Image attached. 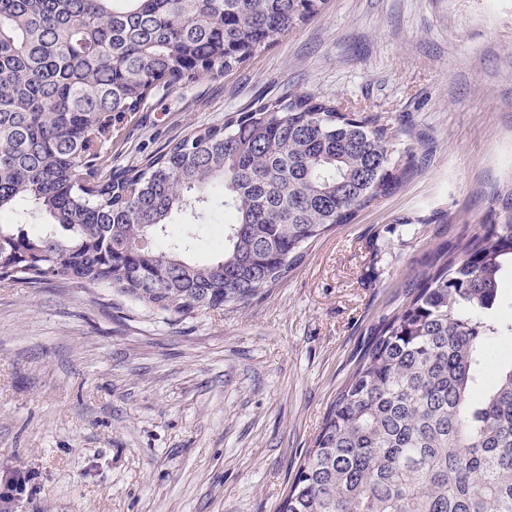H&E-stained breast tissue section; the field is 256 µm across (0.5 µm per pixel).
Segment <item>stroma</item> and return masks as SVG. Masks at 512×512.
<instances>
[{"mask_svg":"<svg viewBox=\"0 0 512 512\" xmlns=\"http://www.w3.org/2000/svg\"><path fill=\"white\" fill-rule=\"evenodd\" d=\"M389 117L414 171L262 297L180 319L104 286L0 281V471L16 512H280L371 327L512 190V0H327L219 78L128 115L101 176L288 91ZM444 224L427 223L432 213ZM373 262L370 240L397 218Z\"/></svg>","mask_w":512,"mask_h":512,"instance_id":"35a3bbf8","label":"stroma"}]
</instances>
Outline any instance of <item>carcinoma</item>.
Here are the masks:
<instances>
[{
	"label": "carcinoma",
	"instance_id": "obj_1",
	"mask_svg": "<svg viewBox=\"0 0 512 512\" xmlns=\"http://www.w3.org/2000/svg\"><path fill=\"white\" fill-rule=\"evenodd\" d=\"M324 0H0V280L115 288L191 317L261 296L315 241L397 191L413 152L377 114L310 92L262 101L101 179L98 161L146 100L216 78ZM439 246L370 331L283 512H512V197ZM224 214L220 255L197 223ZM191 213L180 231L172 217ZM502 223H497V219ZM448 215L395 220L400 234Z\"/></svg>",
	"mask_w": 512,
	"mask_h": 512
}]
</instances>
